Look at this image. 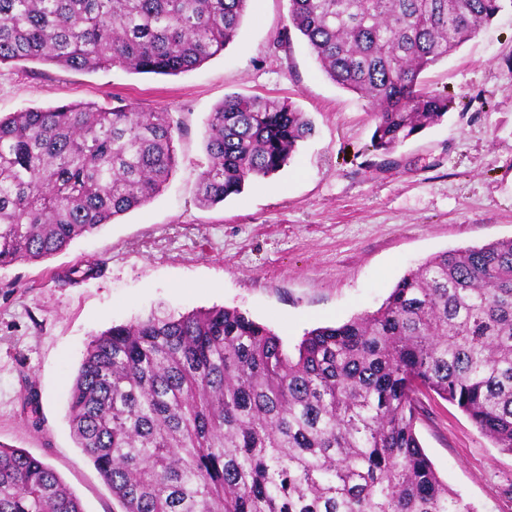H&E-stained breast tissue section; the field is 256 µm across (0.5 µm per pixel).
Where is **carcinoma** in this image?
Wrapping results in <instances>:
<instances>
[{"label": "carcinoma", "instance_id": "obj_1", "mask_svg": "<svg viewBox=\"0 0 512 512\" xmlns=\"http://www.w3.org/2000/svg\"><path fill=\"white\" fill-rule=\"evenodd\" d=\"M248 0H0V65L177 76L234 41ZM512 0H288L303 40L373 102L372 147L438 124L454 98L420 76ZM312 121L234 94L210 113L198 200L280 171ZM178 166L166 112L71 103L0 117V268L66 250L159 195ZM82 261L64 278L98 272ZM512 452V238L436 254L374 312L305 334L296 355L225 307L150 314L92 337L73 380L78 447L122 512H473L416 434L420 394ZM0 512H84L46 463L0 445Z\"/></svg>", "mask_w": 512, "mask_h": 512}]
</instances>
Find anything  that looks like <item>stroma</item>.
<instances>
[{"label":"stroma","mask_w":512,"mask_h":512,"mask_svg":"<svg viewBox=\"0 0 512 512\" xmlns=\"http://www.w3.org/2000/svg\"><path fill=\"white\" fill-rule=\"evenodd\" d=\"M287 19L288 0H249L224 53L176 76L0 66L2 117L122 102L168 113L176 129L177 172L148 205L50 258L0 269V444L42 459L85 512H120L69 423L91 336L154 311L224 306L271 329L292 356L305 332L378 309L431 256L512 238V11L424 72L455 108L389 153L371 146L370 101L331 82L303 44L277 45ZM234 93L292 103L315 134L279 173L205 208L206 119ZM84 260L99 262L97 275L64 282ZM423 403L416 432L440 478L474 512H512V453L437 395Z\"/></svg>","instance_id":"obj_1"}]
</instances>
